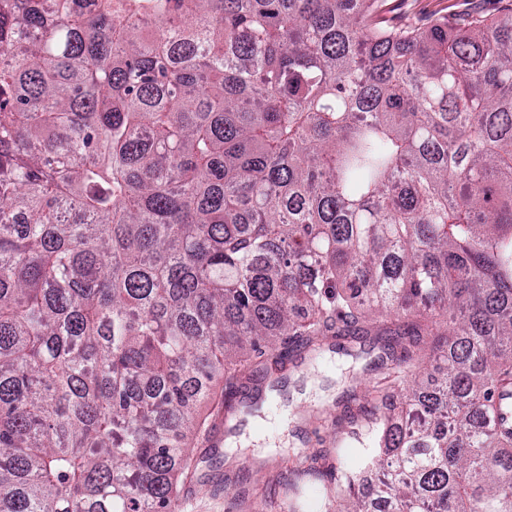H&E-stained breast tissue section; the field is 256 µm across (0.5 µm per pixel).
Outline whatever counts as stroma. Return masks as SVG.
Segmentation results:
<instances>
[{
	"label": "stroma",
	"mask_w": 512,
	"mask_h": 512,
	"mask_svg": "<svg viewBox=\"0 0 512 512\" xmlns=\"http://www.w3.org/2000/svg\"><path fill=\"white\" fill-rule=\"evenodd\" d=\"M512 0H399L400 14L418 21L432 15L447 16L456 24L468 14L506 13ZM287 383L286 394L268 382H248L246 396L256 398L258 415L247 417L233 435L224 430V409L203 407L209 428L192 449L195 466L188 475L180 512H281L283 484L290 472L301 468L307 449L331 448L335 427L331 418L304 419L305 411L334 405L350 393L371 386L382 377L370 357L359 359L324 349L285 362L278 373ZM243 476L255 501L254 510L224 494L225 477Z\"/></svg>",
	"instance_id": "stroma-1"
}]
</instances>
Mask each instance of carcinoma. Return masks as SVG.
I'll list each match as a JSON object with an SVG mask.
<instances>
[{"mask_svg":"<svg viewBox=\"0 0 512 512\" xmlns=\"http://www.w3.org/2000/svg\"><path fill=\"white\" fill-rule=\"evenodd\" d=\"M386 12L0 0V512H178L192 405L323 344L440 378L288 512H512V14ZM300 483L304 486L301 512H336V503L332 505L323 495L322 480L305 478Z\"/></svg>","mask_w":512,"mask_h":512,"instance_id":"carcinoma-1","label":"carcinoma"}]
</instances>
